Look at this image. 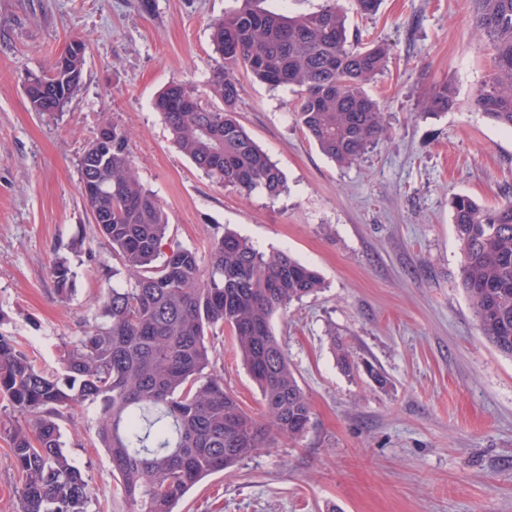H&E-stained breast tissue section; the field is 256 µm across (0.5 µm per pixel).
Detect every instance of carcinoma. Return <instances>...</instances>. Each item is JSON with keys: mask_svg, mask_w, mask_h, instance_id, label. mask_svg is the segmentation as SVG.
Instances as JSON below:
<instances>
[{"mask_svg": "<svg viewBox=\"0 0 512 512\" xmlns=\"http://www.w3.org/2000/svg\"><path fill=\"white\" fill-rule=\"evenodd\" d=\"M239 2L211 24L222 64L209 92L222 106L175 82L155 100L177 147L216 184L271 197L284 191L283 173L237 119L234 70L242 66L259 82L297 94L296 120L325 156L342 166L358 161L386 132L385 114L364 85L384 70L387 48L348 41L341 0L296 16ZM472 2L474 25L494 51L493 75L472 104L512 129V0ZM77 43L81 50L49 70L25 74L32 111L54 117L79 92L85 43ZM455 100V87L439 83L423 96L421 113H445ZM95 143L79 157L82 197L120 267L103 273L93 322L68 344L55 374L0 334V394L28 421L9 429L23 477L21 512H87L93 487L62 448L58 424L86 402L96 405L117 492L133 512H174L197 482L268 447L273 435L297 439L308 431L310 403L271 320L324 284L290 254L266 255L233 232L213 237L205 263L196 249L169 243L168 216L137 176L124 130L114 123L111 140L100 149ZM451 210L461 287L481 334L512 358V202L485 207L456 194ZM51 274L68 297L69 261H55ZM217 328L233 337L265 418L245 411L215 373L206 336Z\"/></svg>", "mask_w": 512, "mask_h": 512, "instance_id": "1", "label": "carcinoma"}]
</instances>
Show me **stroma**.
<instances>
[{
	"mask_svg": "<svg viewBox=\"0 0 512 512\" xmlns=\"http://www.w3.org/2000/svg\"><path fill=\"white\" fill-rule=\"evenodd\" d=\"M235 6L0 0V333L52 373L92 318L103 267L116 259L84 207L78 159L99 126L115 122L168 215L170 239L204 257L214 236L231 231L261 251L290 253L325 282L272 319L309 398V430L208 476L175 512H512V358L476 326L450 208L456 194L487 207L512 200V130L472 106L494 59L471 0H382L371 15L348 8L350 34L389 49L366 88L388 134L349 167L297 124L290 90L237 71L238 118L285 177L276 197L213 183L153 107L172 82L208 100L210 23ZM75 38L86 44L80 91L56 118L32 112L23 73L49 69ZM445 81L456 89L453 109L420 116L424 94ZM60 257L75 272L65 299L50 273ZM210 343L225 387L261 415L230 334ZM342 350L353 374L338 364ZM369 364L386 386L368 376ZM23 422L0 395V512H20L9 430ZM60 426L96 492L89 512H131L112 494L94 406L65 413Z\"/></svg>",
	"mask_w": 512,
	"mask_h": 512,
	"instance_id": "stroma-1",
	"label": "stroma"
}]
</instances>
